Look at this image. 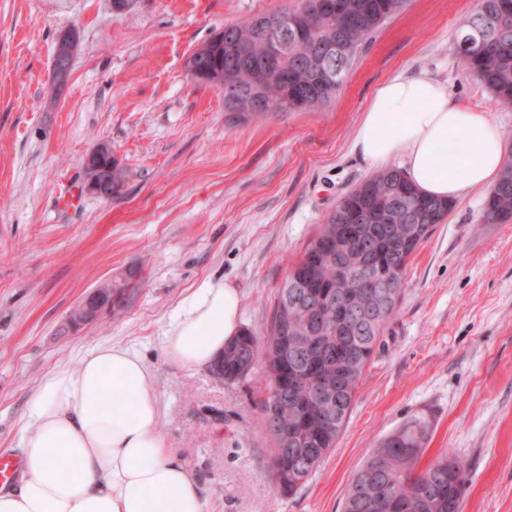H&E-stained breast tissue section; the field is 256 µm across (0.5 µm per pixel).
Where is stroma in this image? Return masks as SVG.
Returning a JSON list of instances; mask_svg holds the SVG:
<instances>
[{
	"label": "stroma",
	"instance_id": "35a3bbf8",
	"mask_svg": "<svg viewBox=\"0 0 512 512\" xmlns=\"http://www.w3.org/2000/svg\"><path fill=\"white\" fill-rule=\"evenodd\" d=\"M299 0H0V453H18L40 381L101 344L142 355L171 453L199 476L210 512H342L355 470L408 418L427 417L423 455L469 470L463 512H512V222L481 221L484 196L458 199L412 255L397 316L380 339L336 446L280 495L259 403L264 372L225 385L171 365L163 341L180 301L206 280L241 297L240 322L269 324L277 288L337 201L372 169L352 142L376 87L399 73L448 82L457 100L508 132L502 104L463 67L460 22L477 0H408L373 34L332 101L316 112L240 122L224 93L194 83L187 58L225 25ZM78 37L52 98V54ZM111 145L127 171L113 200L59 212L86 155ZM139 272L119 316L72 328L82 296Z\"/></svg>",
	"mask_w": 512,
	"mask_h": 512
}]
</instances>
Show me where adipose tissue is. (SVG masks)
<instances>
[{
	"label": "adipose tissue",
	"instance_id": "obj_1",
	"mask_svg": "<svg viewBox=\"0 0 512 512\" xmlns=\"http://www.w3.org/2000/svg\"><path fill=\"white\" fill-rule=\"evenodd\" d=\"M451 138L469 156L458 167L440 151ZM353 149L372 169L402 161L421 193L454 200L495 187L504 135L485 113L460 105L442 81L399 74L376 88ZM240 306L237 288L204 281L179 306L166 358L184 369L212 364L241 330ZM161 416L146 362L120 344L96 346L77 370L42 379L24 414L32 434L23 441L22 476L0 488V512H207L196 474L167 450Z\"/></svg>",
	"mask_w": 512,
	"mask_h": 512
}]
</instances>
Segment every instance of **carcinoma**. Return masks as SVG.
I'll list each match as a JSON object with an SVG mask.
<instances>
[{
    "label": "carcinoma",
    "instance_id": "obj_1",
    "mask_svg": "<svg viewBox=\"0 0 512 512\" xmlns=\"http://www.w3.org/2000/svg\"><path fill=\"white\" fill-rule=\"evenodd\" d=\"M355 25H344L318 9L317 0H301L294 8L276 14L296 17L306 28L300 38L288 34V55L267 65L266 49L258 38L265 15L224 26L206 41L204 53L187 61L193 80L218 88L232 81L252 86L255 75L265 81L274 111L280 82L288 77L292 91L302 98L303 109L316 111L336 95L358 58L366 40L386 20L398 14L406 0H341ZM343 40L356 48L347 56L337 53L329 65L338 73L336 84L317 79L311 57L319 45ZM235 42L238 51H228ZM458 56L465 57L470 75L483 83L504 104H512V0H480L479 6L459 25ZM201 77H196V74ZM366 210L364 225L349 224L350 211ZM452 202L423 196L402 170L387 168L347 193L329 213L278 288L264 335L244 328L225 346L208 367L226 385L245 381L258 363L264 369L281 364L305 375L296 382L268 377L266 395L260 404L265 428L273 443L269 465L278 491L292 494L317 470L335 447L355 401V391L372 360L381 336L394 318L403 293L404 273L410 257L432 232L435 221L444 218ZM512 217V157L505 159L496 187L488 195L483 223L503 222ZM418 224L420 238L406 251L368 252L359 247L360 229L373 232L387 228L392 236L404 234ZM391 271L389 281L371 283L368 272L376 266ZM334 291V302L318 306L307 294V282ZM130 281L112 284V311L123 312L129 302ZM319 379L337 382L334 399L317 396ZM308 429L301 444L281 442L277 431L296 426ZM431 431L423 417L406 420L372 449L355 471L344 499L343 512H448V504L463 505L469 482L465 464L446 454L418 468Z\"/></svg>",
    "mask_w": 512,
    "mask_h": 512
}]
</instances>
